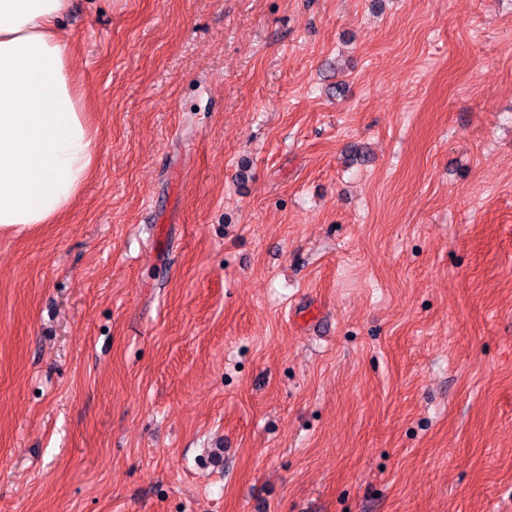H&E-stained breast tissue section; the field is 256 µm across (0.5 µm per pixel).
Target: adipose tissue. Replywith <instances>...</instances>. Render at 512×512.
I'll return each mask as SVG.
<instances>
[{
  "label": "adipose tissue",
  "instance_id": "obj_1",
  "mask_svg": "<svg viewBox=\"0 0 512 512\" xmlns=\"http://www.w3.org/2000/svg\"><path fill=\"white\" fill-rule=\"evenodd\" d=\"M70 0H0V230L56 223L97 163L88 103L56 33Z\"/></svg>",
  "mask_w": 512,
  "mask_h": 512
}]
</instances>
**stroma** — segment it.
Segmentation results:
<instances>
[{
  "mask_svg": "<svg viewBox=\"0 0 512 512\" xmlns=\"http://www.w3.org/2000/svg\"><path fill=\"white\" fill-rule=\"evenodd\" d=\"M94 174L0 233V512H512V0H71Z\"/></svg>",
  "mask_w": 512,
  "mask_h": 512,
  "instance_id": "stroma-1",
  "label": "stroma"
}]
</instances>
